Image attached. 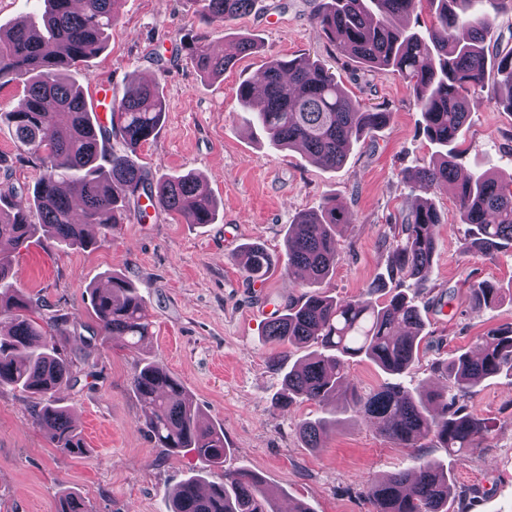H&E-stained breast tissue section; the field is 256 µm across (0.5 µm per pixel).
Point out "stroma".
I'll return each mask as SVG.
<instances>
[{"label": "stroma", "mask_w": 512, "mask_h": 512, "mask_svg": "<svg viewBox=\"0 0 512 512\" xmlns=\"http://www.w3.org/2000/svg\"><path fill=\"white\" fill-rule=\"evenodd\" d=\"M314 0H257L248 14L208 31L211 48L229 34H250L261 44L223 78L201 81L176 48L182 35L204 30L195 0H120L106 48L79 70L76 81L97 113L140 79L160 78L167 102L158 135L141 146L139 163L150 179L191 172L219 200L213 224H185L179 216L132 204L129 223L86 250H58L36 234L14 251V280L29 300L28 313L57 320L59 351L72 361L79 383L60 391L88 452L75 457L54 448L34 424L29 394L0 389V512H55L60 493L73 489L92 512H164L166 493L198 472L195 455L167 456L143 430L144 410L131 387L137 353L91 337L95 320L89 290L118 274L145 297L151 314L147 356L181 381L206 421L224 429L228 454L209 478L247 469L260 475L277 512L303 502L314 512H373L366 487L406 468L414 451L384 438L376 425L333 402L306 401L282 411L272 405L283 374L276 346L264 328L281 300L299 294L296 278L275 270L252 281L235 255L260 242L283 259L287 230L303 212L335 198L348 213L339 239L341 259L323 283L328 295L348 298L378 282L414 296L424 320L419 359L405 386L438 389L445 380L435 363L477 350L488 330L512 326V300L475 310L469 287L486 280L512 286V252L465 253L466 225L457 223L455 195L444 188L430 198L447 219L423 287L389 281L393 229L423 197L404 178L430 161L434 147L403 80L375 75L336 55L312 22ZM323 62L352 99L391 115L389 125L360 141L341 168H325L299 150L273 146L250 128L236 97L241 82L258 79L275 58ZM106 97H98L99 89ZM493 80L469 90L471 115L460 139L463 166L512 174V112L498 106ZM0 157L8 169L0 183L25 188L40 176L17 159L11 130L0 126ZM470 406L489 424L480 447L448 454L424 439L417 452L439 460L456 489L472 490V512H512V379L490 378L476 387ZM327 417L333 425L320 447H305L298 423Z\"/></svg>", "instance_id": "obj_1"}]
</instances>
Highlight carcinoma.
Masks as SVG:
<instances>
[{"label": "carcinoma", "instance_id": "carcinoma-1", "mask_svg": "<svg viewBox=\"0 0 512 512\" xmlns=\"http://www.w3.org/2000/svg\"><path fill=\"white\" fill-rule=\"evenodd\" d=\"M35 17L0 28V86L24 84V95L0 122L11 128L18 159L39 165L33 188H0V388L38 396L34 423L51 444L71 455L87 452L70 410L59 405L57 391L78 383L70 363L58 352L50 330L27 317V299L13 287L12 255L1 250L28 247L34 235L30 212L64 248H87L130 220V202L146 198L150 206L178 215L185 224H212L217 200L192 173L157 181L138 162L140 147L155 137L167 103L158 79L144 80L113 99L109 123L101 124L69 72L98 55L116 21L117 0H43ZM208 23L226 24L249 13L254 0H198ZM512 0H321L314 13L319 31L336 53L376 74L400 77L412 90L423 117V133L435 146L430 164L406 173L411 188L432 193L453 185L457 219L469 225L467 252L494 254L512 249V181L489 172H472L460 163L459 139L469 110L461 91L483 86L488 74L505 90L502 104L512 112V49L490 52L485 46L500 10ZM428 11L426 31L402 27L399 17ZM253 36L224 39V52L213 53L204 35H186L181 51L203 78L217 79L241 57L259 51ZM264 94L251 84L237 89L240 104L277 147H302L329 168L346 160L354 144L385 127L391 113L368 110L353 102L346 88L322 63L308 57L273 59L263 71ZM124 150L112 151V138ZM345 213L327 199L320 211L297 216L288 231L284 271L307 272L306 290L279 304L280 314L265 326L266 341L310 347L283 374V392L273 398L286 409L300 398L318 405L350 401L354 386L349 360L363 357L392 377L403 375L418 357L424 320L413 299L399 291L380 303L370 288L351 299L320 291L340 259L339 234ZM444 215L430 200L406 214L392 240L390 279L427 280ZM238 262L247 275L262 280L276 260L260 243L241 247ZM96 318L93 335L118 340L137 351L149 336L151 322L144 298L128 280L110 276L107 287L91 288ZM477 308L490 307L500 289L481 280L470 286ZM447 385L432 391L388 383L366 398L351 400L380 432L403 448L426 438L462 454L488 432L486 422L469 410L473 389L499 375L512 376V327L495 328L482 337L481 353L461 352L437 364ZM131 386L145 410L143 429L170 456L193 453L203 465L195 476L166 495L167 512H276L264 480L241 469L224 472V482L202 486L206 469L223 466L224 429L205 422L185 395L181 382L159 362L137 361ZM330 421L305 420L299 433L309 448L320 447ZM413 466L370 484L366 495L374 512H448L455 501L467 512V492L455 491L448 470L436 460L412 457ZM57 512H90L76 493L58 499Z\"/></svg>", "mask_w": 512, "mask_h": 512}]
</instances>
